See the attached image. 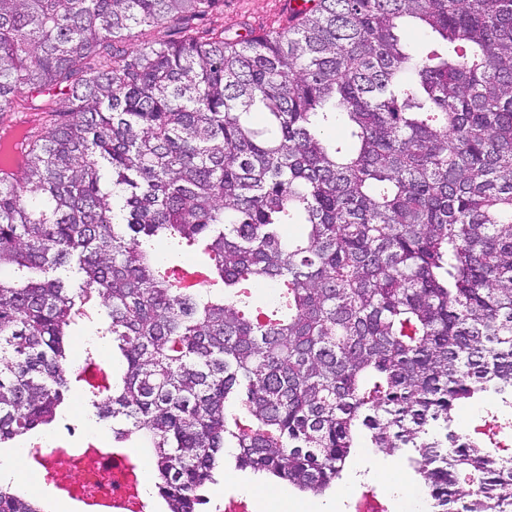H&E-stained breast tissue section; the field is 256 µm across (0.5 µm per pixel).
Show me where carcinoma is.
Here are the masks:
<instances>
[{"instance_id":"obj_1","label":"carcinoma","mask_w":512,"mask_h":512,"mask_svg":"<svg viewBox=\"0 0 512 512\" xmlns=\"http://www.w3.org/2000/svg\"><path fill=\"white\" fill-rule=\"evenodd\" d=\"M214 2L0 0V446L78 390L169 512L227 463L324 494L357 448L429 512H512V0H314L250 38L193 28ZM92 334V323L87 321L80 325L77 335L72 337L68 353V359L72 367L77 368L82 364L84 358V345L88 340V336H91Z\"/></svg>"}]
</instances>
